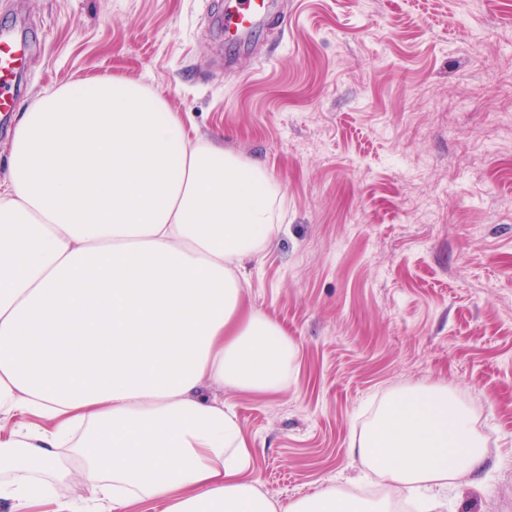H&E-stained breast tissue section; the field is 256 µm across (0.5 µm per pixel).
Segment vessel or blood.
I'll return each mask as SVG.
<instances>
[{
	"label": "vessel or blood",
	"instance_id": "vessel-or-blood-1",
	"mask_svg": "<svg viewBox=\"0 0 512 512\" xmlns=\"http://www.w3.org/2000/svg\"><path fill=\"white\" fill-rule=\"evenodd\" d=\"M279 17L277 0H225L223 4L224 41L239 51L249 50L257 32ZM29 56L26 42L0 33V112L14 108L13 81Z\"/></svg>",
	"mask_w": 512,
	"mask_h": 512
}]
</instances>
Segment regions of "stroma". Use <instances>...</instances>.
<instances>
[{"instance_id": "obj_1", "label": "stroma", "mask_w": 512, "mask_h": 512, "mask_svg": "<svg viewBox=\"0 0 512 512\" xmlns=\"http://www.w3.org/2000/svg\"><path fill=\"white\" fill-rule=\"evenodd\" d=\"M280 2L228 70L221 0H0L31 47L16 107L125 77L279 186L245 307L293 341L292 377L214 392L264 493L363 487L353 433L443 384L486 440L444 512H512V0Z\"/></svg>"}]
</instances>
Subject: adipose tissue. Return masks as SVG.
<instances>
[{
    "mask_svg": "<svg viewBox=\"0 0 512 512\" xmlns=\"http://www.w3.org/2000/svg\"><path fill=\"white\" fill-rule=\"evenodd\" d=\"M255 161L188 133L114 76L18 114L0 182V504L24 512H391L481 468L484 439L443 386L395 391L350 446L378 479L288 504L246 478L252 446L213 385L287 388L282 329L236 273L276 230ZM81 477L82 503L57 499Z\"/></svg>",
    "mask_w": 512,
    "mask_h": 512,
    "instance_id": "ef3b65f1",
    "label": "adipose tissue"
}]
</instances>
